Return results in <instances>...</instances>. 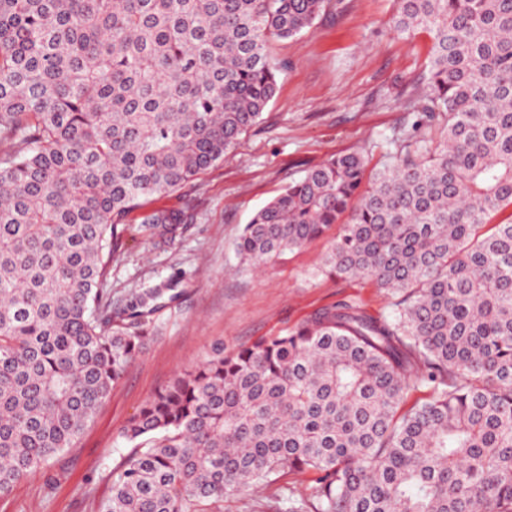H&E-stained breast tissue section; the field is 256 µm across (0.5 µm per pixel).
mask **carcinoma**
<instances>
[{"label": "carcinoma", "mask_w": 512, "mask_h": 512, "mask_svg": "<svg viewBox=\"0 0 512 512\" xmlns=\"http://www.w3.org/2000/svg\"><path fill=\"white\" fill-rule=\"evenodd\" d=\"M328 0H0V496L71 448L149 341L112 324V259L141 200L224 159L277 89L270 40ZM432 35L412 132L364 186L336 154L259 209L244 268L338 231L325 272L401 298L323 306L177 374L124 425L100 512H222L314 474L313 512H512V0H399ZM186 213L137 233L175 241ZM429 399L402 410L409 390Z\"/></svg>", "instance_id": "carcinoma-1"}]
</instances>
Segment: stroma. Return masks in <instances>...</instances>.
<instances>
[{
	"label": "stroma",
	"instance_id": "stroma-1",
	"mask_svg": "<svg viewBox=\"0 0 512 512\" xmlns=\"http://www.w3.org/2000/svg\"><path fill=\"white\" fill-rule=\"evenodd\" d=\"M397 9L398 0H330L301 36L272 40L281 71L261 122L196 181L129 215L137 224L152 209L183 208L187 220L170 247L127 235L108 282L113 313L142 288H169L174 296L148 316L146 348L76 444L0 498V512H98L111 494L110 471L134 450L122 427L214 345L229 351L285 333L344 298L357 299L374 316L390 311L393 296L373 282L321 272L330 236L260 271L241 269L233 245L256 210L328 156L362 150L369 170L387 164L410 119L408 99L425 89L432 45L425 31L397 34ZM312 487L311 474L290 472L226 496L224 512H288L289 497L310 498Z\"/></svg>",
	"mask_w": 512,
	"mask_h": 512
}]
</instances>
